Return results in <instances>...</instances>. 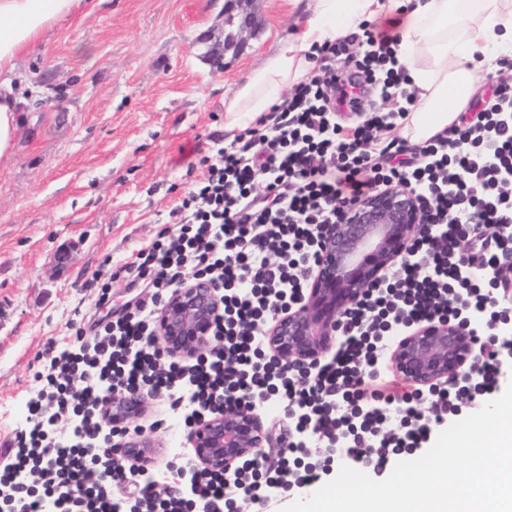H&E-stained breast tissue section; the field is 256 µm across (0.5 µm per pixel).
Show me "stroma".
Here are the masks:
<instances>
[{
    "label": "stroma",
    "mask_w": 512,
    "mask_h": 512,
    "mask_svg": "<svg viewBox=\"0 0 512 512\" xmlns=\"http://www.w3.org/2000/svg\"><path fill=\"white\" fill-rule=\"evenodd\" d=\"M303 12L259 0L248 47L215 70L224 0H100L19 61L28 101L0 170V442L23 426L47 345L90 319L94 273L155 240L224 147V98Z\"/></svg>",
    "instance_id": "stroma-1"
}]
</instances>
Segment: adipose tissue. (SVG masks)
Returning <instances> with one entry per match:
<instances>
[{
	"instance_id": "ef3b65f1",
	"label": "adipose tissue",
	"mask_w": 512,
	"mask_h": 512,
	"mask_svg": "<svg viewBox=\"0 0 512 512\" xmlns=\"http://www.w3.org/2000/svg\"><path fill=\"white\" fill-rule=\"evenodd\" d=\"M89 0H0V164L8 163L24 100L14 89L19 57ZM406 31L398 48L416 93L405 120L411 142L423 143L456 123L477 88L482 63L512 58V0H403ZM394 0H308L301 29L237 84L224 101V138L282 104L285 88L303 82L316 47L387 17Z\"/></svg>"
}]
</instances>
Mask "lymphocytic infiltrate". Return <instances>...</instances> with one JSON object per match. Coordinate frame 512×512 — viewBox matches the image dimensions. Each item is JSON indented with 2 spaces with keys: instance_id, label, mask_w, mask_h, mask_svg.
I'll return each mask as SVG.
<instances>
[{
  "instance_id": "obj_1",
  "label": "lymphocytic infiltrate",
  "mask_w": 512,
  "mask_h": 512,
  "mask_svg": "<svg viewBox=\"0 0 512 512\" xmlns=\"http://www.w3.org/2000/svg\"><path fill=\"white\" fill-rule=\"evenodd\" d=\"M364 36L356 66L369 76L383 68L382 110L352 132L336 127L332 98L356 104L357 87L336 72L344 41L324 42L316 74L290 99L216 157H200L208 175L173 209L178 233L160 230L149 247L103 271L138 295L103 329H77L46 350L26 423L0 451V512H232L243 499L265 512L288 489L319 480L304 462L313 436L380 473L497 391L512 371V325L502 310L512 302L504 275L512 268V77L497 82L474 121L450 125L408 158L404 142L387 136L414 103L396 54L400 36ZM400 182L438 226V243L413 244L393 276L344 316L342 343L308 379L281 375L265 357L263 334L298 303L321 231ZM190 277L215 283L224 303L212 346L172 359L155 327L171 291ZM435 317L482 318L473 333L480 361L468 379L431 390L425 413L420 391L382 384L379 355L393 325ZM115 394L162 401L187 428L205 408L277 399L291 412L270 419L276 456L227 476L180 451L161 473L126 464L113 447L101 412Z\"/></svg>"
}]
</instances>
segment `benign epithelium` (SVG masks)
<instances>
[{
	"instance_id": "benign-epithelium-1",
	"label": "benign epithelium",
	"mask_w": 512,
	"mask_h": 512,
	"mask_svg": "<svg viewBox=\"0 0 512 512\" xmlns=\"http://www.w3.org/2000/svg\"><path fill=\"white\" fill-rule=\"evenodd\" d=\"M254 0H224L223 43L211 48L219 70L230 50L239 49L255 32ZM435 240L433 227L423 221L416 193L405 183L370 196L330 225L321 237L315 274L295 310L282 313L266 330L270 357L302 376L311 373L341 330L346 312L382 283L388 271L408 253L415 240ZM223 299L211 282L189 278L170 295L157 320L164 353L190 359L212 343V328ZM395 370L415 386L436 388L459 382L477 363L469 326L464 321L428 319L399 337L391 352ZM146 402L128 405L125 396H112L104 424L133 418ZM270 423L248 404L226 406L197 420L187 442L196 460L212 470L232 472L240 462L261 458L271 436ZM124 456L135 464L149 462L151 440L141 434L122 435Z\"/></svg>"
}]
</instances>
